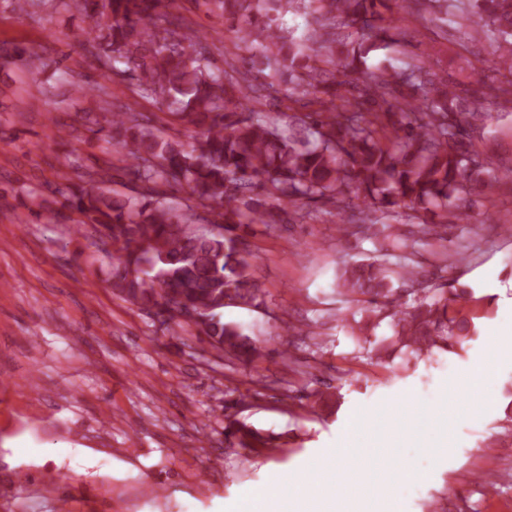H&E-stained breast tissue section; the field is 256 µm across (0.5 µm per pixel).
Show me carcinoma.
Returning <instances> with one entry per match:
<instances>
[{
  "mask_svg": "<svg viewBox=\"0 0 512 512\" xmlns=\"http://www.w3.org/2000/svg\"><path fill=\"white\" fill-rule=\"evenodd\" d=\"M55 8L81 13L93 47L105 63L122 62L137 72L138 94L162 99L168 114L189 131L188 140L152 128L129 105L109 103L93 135L113 143L134 194L112 193V168L71 175L48 191L21 187L31 221L54 218L76 232L94 228L97 250L111 258L113 291L142 309H156L161 324L192 328L208 338L219 357L248 361L259 347L237 324L224 322V308L256 309L263 289L253 254L241 232L309 202L336 203L346 223L378 241L376 257L345 266L337 286L361 304L349 325L356 341L389 317L393 334L382 347L399 346L418 356L463 346L480 336L476 307L486 296L469 285L443 288L410 255L447 241L448 217L459 219L464 202L496 180L495 169L469 148L464 134L482 114L479 104L458 111L455 87L430 70L376 68L361 78L365 58L387 47L393 15L413 4L433 25L453 22L470 39L480 32L504 49L497 70L512 76V0H202L222 10L238 43L262 48L243 59L246 72L212 69L207 49L182 18L162 17L164 0H49ZM302 10L317 28L293 37L276 22ZM277 66L276 82L291 84L290 96L322 91L326 113L292 116L281 128L242 100L260 103L265 82L258 58ZM334 67L332 82L317 63ZM20 64L31 72L45 66L33 44H0V66ZM405 87L409 94H399ZM185 185L182 203L168 201L166 188ZM212 216L222 233H204L198 210ZM400 209L416 219L409 234L381 224ZM382 228H377V225ZM238 445L259 440L236 421L225 426Z\"/></svg>",
  "mask_w": 512,
  "mask_h": 512,
  "instance_id": "obj_1",
  "label": "carcinoma"
}]
</instances>
